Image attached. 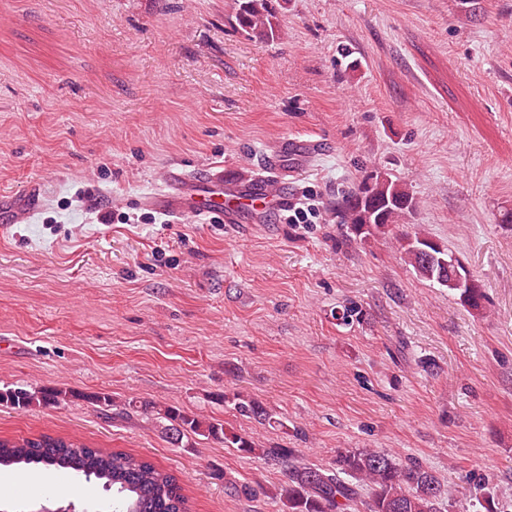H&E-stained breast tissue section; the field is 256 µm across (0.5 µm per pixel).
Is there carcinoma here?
<instances>
[{"mask_svg":"<svg viewBox=\"0 0 512 512\" xmlns=\"http://www.w3.org/2000/svg\"><path fill=\"white\" fill-rule=\"evenodd\" d=\"M288 0H233L235 25L261 41L280 38L279 11ZM417 201L407 186L388 173L377 172L354 185L343 195L339 210L343 223L359 238H368L399 224L416 210ZM431 239L419 232L407 238L405 258L420 277L452 291L462 304L479 311L486 295L480 288H453L441 278L442 260L448 252L420 247ZM78 394L57 388L17 387L0 390V406L15 410L60 405ZM237 411L269 425L273 416L258 403L241 399ZM154 416L173 445L183 439L204 436L229 444L240 452L259 457L285 471L286 481L276 498L282 512H355L357 503L368 496V512H446L451 490L429 470L414 462L366 448L340 451L328 467L298 460L294 448H265L250 438L224 428V424L184 412L176 406L157 408L150 403L128 402L123 415ZM34 465L68 471L102 484L112 493L94 512H186V498L175 475L153 463L123 451H106L84 443L51 435L18 441L0 438V466Z\"/></svg>","mask_w":512,"mask_h":512,"instance_id":"carcinoma-1","label":"carcinoma"}]
</instances>
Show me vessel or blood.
I'll return each instance as SVG.
<instances>
[{"mask_svg": "<svg viewBox=\"0 0 512 512\" xmlns=\"http://www.w3.org/2000/svg\"><path fill=\"white\" fill-rule=\"evenodd\" d=\"M260 175L242 182L225 178L223 172L197 175L174 169L163 189L145 197V204L171 216L214 214L227 224L240 223L244 214L260 217L286 208L289 171L280 156L267 155L259 162Z\"/></svg>", "mask_w": 512, "mask_h": 512, "instance_id": "vessel-or-blood-1", "label": "vessel or blood"}]
</instances>
